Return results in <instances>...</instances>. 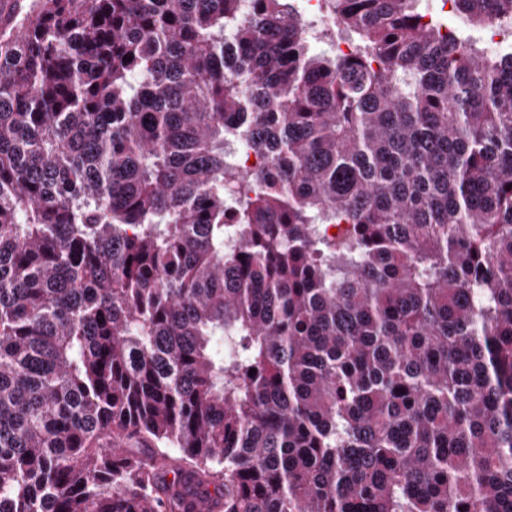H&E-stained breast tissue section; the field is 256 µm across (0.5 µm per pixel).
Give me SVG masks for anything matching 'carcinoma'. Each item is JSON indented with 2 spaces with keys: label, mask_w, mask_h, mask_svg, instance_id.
I'll return each mask as SVG.
<instances>
[{
  "label": "carcinoma",
  "mask_w": 512,
  "mask_h": 512,
  "mask_svg": "<svg viewBox=\"0 0 512 512\" xmlns=\"http://www.w3.org/2000/svg\"><path fill=\"white\" fill-rule=\"evenodd\" d=\"M254 2L0 27V512H512V42Z\"/></svg>",
  "instance_id": "carcinoma-1"
}]
</instances>
